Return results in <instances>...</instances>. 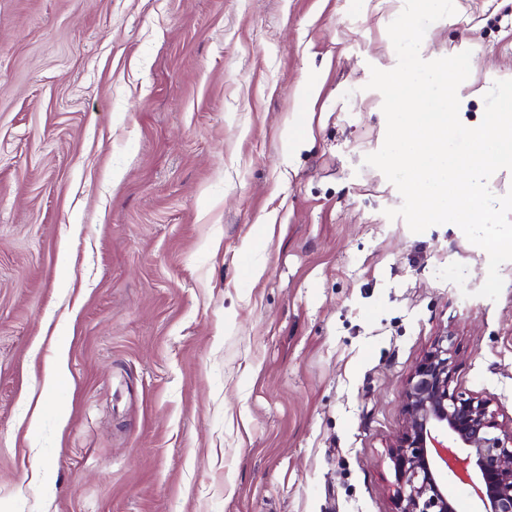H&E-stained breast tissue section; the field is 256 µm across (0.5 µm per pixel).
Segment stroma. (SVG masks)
<instances>
[{
  "label": "stroma",
  "mask_w": 512,
  "mask_h": 512,
  "mask_svg": "<svg viewBox=\"0 0 512 512\" xmlns=\"http://www.w3.org/2000/svg\"><path fill=\"white\" fill-rule=\"evenodd\" d=\"M404 4L0 0V512H391L402 392L446 331L453 388L512 420V261L478 296L487 253L389 219L364 162ZM454 4L420 55L471 50L473 127L512 0ZM67 350L64 347L58 349L56 353V362L54 370L49 373L43 382L42 393L45 396H53L57 393L60 387V381L67 373Z\"/></svg>",
  "instance_id": "35a3bbf8"
}]
</instances>
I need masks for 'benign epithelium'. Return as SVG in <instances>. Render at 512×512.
<instances>
[{
  "label": "benign epithelium",
  "mask_w": 512,
  "mask_h": 512,
  "mask_svg": "<svg viewBox=\"0 0 512 512\" xmlns=\"http://www.w3.org/2000/svg\"><path fill=\"white\" fill-rule=\"evenodd\" d=\"M452 333L439 336L402 392L403 428L389 449L392 512H456L445 480L470 485L482 512H512V423L487 399L451 387Z\"/></svg>",
  "instance_id": "obj_1"
}]
</instances>
